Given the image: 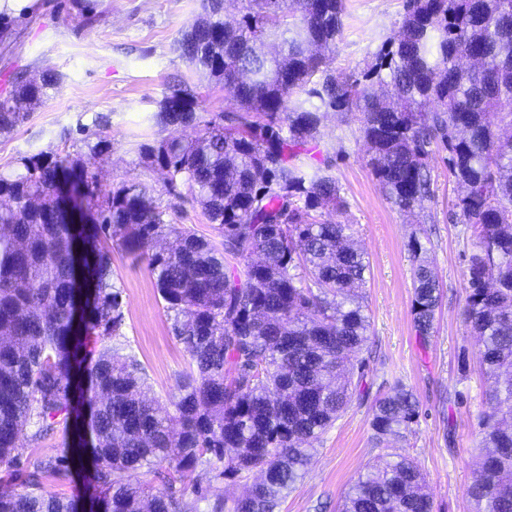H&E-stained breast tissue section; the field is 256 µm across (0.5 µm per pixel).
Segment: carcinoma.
Instances as JSON below:
<instances>
[{
    "instance_id": "cac0c4a2",
    "label": "carcinoma",
    "mask_w": 512,
    "mask_h": 512,
    "mask_svg": "<svg viewBox=\"0 0 512 512\" xmlns=\"http://www.w3.org/2000/svg\"><path fill=\"white\" fill-rule=\"evenodd\" d=\"M226 2L202 0L180 51L240 111L203 123L196 93L179 86L153 119L195 125L197 137L140 146L168 191L192 190L217 238L167 222L146 183L102 188L95 161L112 150L103 135L67 163L41 152L21 172L0 171V466L15 481L0 512H193L173 491L147 496L135 474L164 462L169 482L183 484L214 460L224 463L216 479L256 471L259 480L212 512H278L309 464L306 444L350 405L369 340L370 262L348 225L319 219L344 207L336 178L298 163L331 111L359 114L370 169L402 212L431 198L429 156L448 154L463 188L456 219L478 238L464 322L494 380L466 496L472 512H512V0H404L397 38L344 78L328 70L343 0H239L232 21ZM55 84L50 74L18 79L0 99V135ZM114 245L146 261L190 355L171 415L121 348L88 360L91 341L122 336ZM409 247L411 313L425 339L444 291L420 239ZM418 415L413 391L394 384L371 407L375 446L405 440ZM59 418L66 446L22 466V431L35 442ZM73 468L89 474L84 506L41 490L44 476ZM424 483L415 460L395 451L346 492L340 512H433Z\"/></svg>"
}]
</instances>
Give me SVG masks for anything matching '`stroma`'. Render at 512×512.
<instances>
[{
    "mask_svg": "<svg viewBox=\"0 0 512 512\" xmlns=\"http://www.w3.org/2000/svg\"><path fill=\"white\" fill-rule=\"evenodd\" d=\"M202 11L201 0H34L29 9L0 15V97L14 76L55 74L49 99L30 112L7 136H0V170H17L23 157L40 152L77 157L86 142L105 132L112 151L96 161L103 188L134 181L163 191L171 208L167 219L211 239L215 232L193 203L187 186L165 191V173L140 154L141 144L177 135L193 138V126L164 130L153 115L173 84L182 82L198 97L203 120L217 119L239 105L223 83L208 79L181 58L178 42ZM404 0H344L342 27L336 36L332 68L336 75L363 69L369 52L397 34ZM358 116L329 113L319 135L314 165H329L345 201L332 218L347 224L356 248L370 259L364 288L370 316V342L364 385L366 395L312 443L304 477L283 500L279 512H336L343 493L366 465L385 459L370 428L376 396L395 381L412 388L420 416L404 442L422 470L434 512H469L465 491L479 461L477 418L489 407L492 382L479 370V343L465 327L463 307L468 256L475 238L468 225L452 221L462 189L448 171L444 153L432 154L429 167L434 195L423 209L408 214L386 197L368 165ZM424 240L444 289L436 326L420 338L411 315L413 258L411 236ZM113 279L122 291L124 325L120 342L141 365L158 406L171 411L175 377L190 358L173 333L155 280L145 261L112 251ZM469 354V374L458 370L460 351ZM200 471L176 496L210 512L215 497L237 498L258 479L257 473L233 482Z\"/></svg>",
    "mask_w": 512,
    "mask_h": 512,
    "instance_id": "obj_1",
    "label": "stroma"
}]
</instances>
